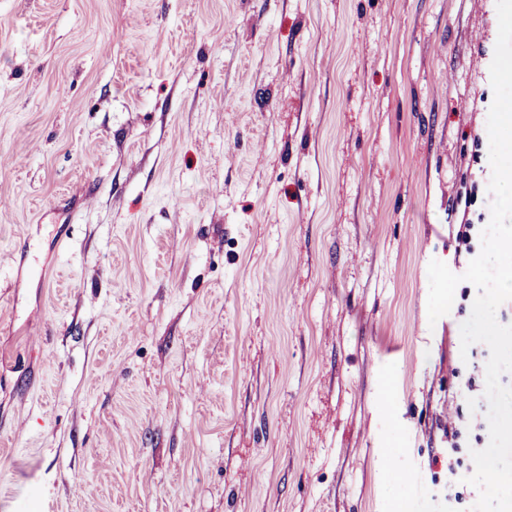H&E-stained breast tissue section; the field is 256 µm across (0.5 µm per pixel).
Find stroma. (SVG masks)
<instances>
[{
    "label": "stroma",
    "mask_w": 512,
    "mask_h": 512,
    "mask_svg": "<svg viewBox=\"0 0 512 512\" xmlns=\"http://www.w3.org/2000/svg\"><path fill=\"white\" fill-rule=\"evenodd\" d=\"M495 3L0 0V512H451ZM472 175L468 170L461 173L460 184L464 187V192L457 191L448 208V224L455 226L456 240L469 255L473 254L472 240L477 233V226L484 220L483 214L474 216L471 212L479 191V181L473 179Z\"/></svg>",
    "instance_id": "35a3bbf8"
}]
</instances>
